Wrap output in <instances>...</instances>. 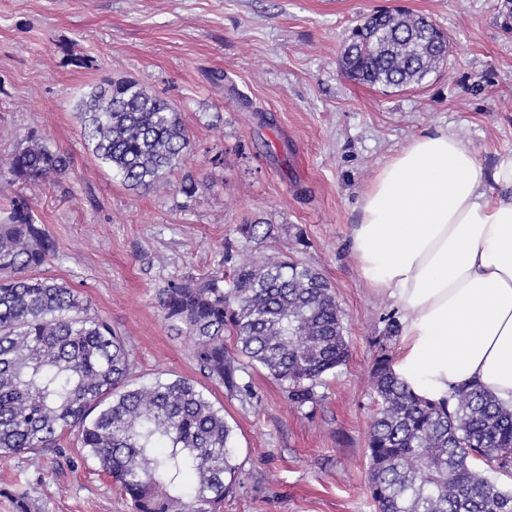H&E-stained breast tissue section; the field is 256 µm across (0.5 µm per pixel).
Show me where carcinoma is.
Here are the masks:
<instances>
[{
	"instance_id": "1",
	"label": "carcinoma",
	"mask_w": 512,
	"mask_h": 512,
	"mask_svg": "<svg viewBox=\"0 0 512 512\" xmlns=\"http://www.w3.org/2000/svg\"><path fill=\"white\" fill-rule=\"evenodd\" d=\"M448 50V33L434 23L380 10L351 29L341 67L359 83L404 88L442 67ZM76 110L93 155L130 190L168 184L192 150L177 108L134 79L101 81ZM70 164L30 133L0 179L55 181ZM238 232L263 240L273 226ZM57 255L32 199L10 197L0 209V458L55 448L73 432L133 512H216L237 472L223 410L190 380L135 384L131 349L112 324L75 289L31 275ZM224 262L233 264L229 278L183 276L159 297L171 329L193 340L202 376L248 403L243 376L259 365L296 407L318 404L317 388L349 357L330 283L290 256L237 260L228 252ZM369 384L378 403L367 438L377 512H512V488L472 466L512 472L511 406L474 384L446 400L423 399L398 380L385 347Z\"/></svg>"
}]
</instances>
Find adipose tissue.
<instances>
[{"label":"adipose tissue","mask_w":512,"mask_h":512,"mask_svg":"<svg viewBox=\"0 0 512 512\" xmlns=\"http://www.w3.org/2000/svg\"><path fill=\"white\" fill-rule=\"evenodd\" d=\"M357 210L352 255L403 311L398 379L428 400L476 381L512 405V153L488 174L456 133H421Z\"/></svg>","instance_id":"ef3b65f1"}]
</instances>
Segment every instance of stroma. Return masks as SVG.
Returning a JSON list of instances; mask_svg holds the SVG:
<instances>
[{
  "label": "stroma",
  "instance_id": "1",
  "mask_svg": "<svg viewBox=\"0 0 512 512\" xmlns=\"http://www.w3.org/2000/svg\"><path fill=\"white\" fill-rule=\"evenodd\" d=\"M379 9L431 19L448 60L418 87L349 80V30ZM81 57L86 67L73 66ZM128 77L170 100L194 150L167 188L128 190L88 150L76 101ZM448 128L492 169L512 151V34L497 0H0V166L28 131L69 154V174L27 186L59 252L42 277L76 289L125 337L141 381L201 380L187 336L158 296L187 275L231 274L225 252L288 255L317 270L341 310L350 357L316 407L296 408L264 370L254 397L213 388L239 475L218 512H376L366 443L377 396L368 372L394 299L377 297L350 251L358 193L427 129ZM200 184L179 191L185 175ZM260 220L273 238L246 241ZM0 512H132L76 438L0 459Z\"/></svg>",
  "mask_w": 512,
  "mask_h": 512
}]
</instances>
